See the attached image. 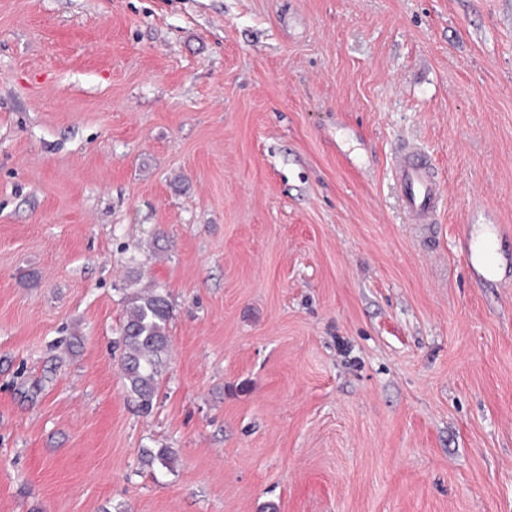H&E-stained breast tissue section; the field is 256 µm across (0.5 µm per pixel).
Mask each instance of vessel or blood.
<instances>
[{"mask_svg": "<svg viewBox=\"0 0 512 512\" xmlns=\"http://www.w3.org/2000/svg\"><path fill=\"white\" fill-rule=\"evenodd\" d=\"M429 158L415 150H402L396 154L393 174L404 189L403 200L409 220L414 224L433 221L439 189L432 181Z\"/></svg>", "mask_w": 512, "mask_h": 512, "instance_id": "b4317fda", "label": "vessel or blood"}]
</instances>
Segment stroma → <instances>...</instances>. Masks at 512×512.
I'll return each instance as SVG.
<instances>
[{"mask_svg": "<svg viewBox=\"0 0 512 512\" xmlns=\"http://www.w3.org/2000/svg\"><path fill=\"white\" fill-rule=\"evenodd\" d=\"M0 512H512V0H0ZM432 164L421 152L403 149L395 155L393 174L404 187L403 200L412 224H432L439 188L432 181ZM121 328L123 377L127 393L149 412L169 352L172 303L162 288L145 287L125 297Z\"/></svg>", "mask_w": 512, "mask_h": 512, "instance_id": "stroma-1", "label": "stroma"}]
</instances>
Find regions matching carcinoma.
Returning <instances> with one entry per match:
<instances>
[{"instance_id":"obj_1","label":"carcinoma","mask_w":512,"mask_h":512,"mask_svg":"<svg viewBox=\"0 0 512 512\" xmlns=\"http://www.w3.org/2000/svg\"><path fill=\"white\" fill-rule=\"evenodd\" d=\"M125 306L121 328L125 387L142 410L148 412L153 407L158 379L169 352L172 303L162 289L149 286L126 296ZM143 462L147 466L158 463L170 469L174 457L170 449L159 448L146 451Z\"/></svg>"}]
</instances>
